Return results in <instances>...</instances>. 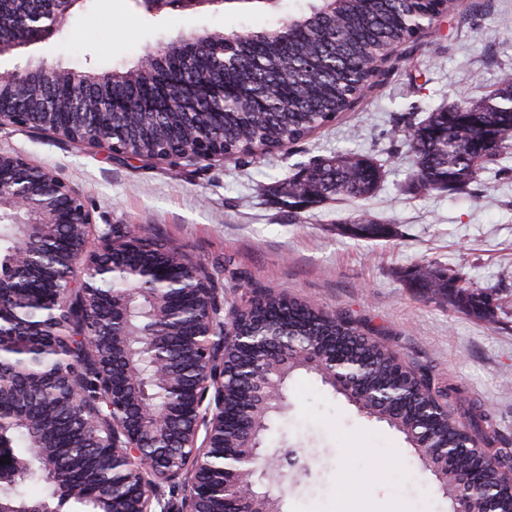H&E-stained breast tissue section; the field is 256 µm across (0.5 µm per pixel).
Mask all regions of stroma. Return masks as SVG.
Returning a JSON list of instances; mask_svg holds the SVG:
<instances>
[{
    "instance_id": "stroma-1",
    "label": "stroma",
    "mask_w": 512,
    "mask_h": 512,
    "mask_svg": "<svg viewBox=\"0 0 512 512\" xmlns=\"http://www.w3.org/2000/svg\"><path fill=\"white\" fill-rule=\"evenodd\" d=\"M307 0H280L265 11L205 9L149 16L133 0H91L61 33L0 56V69L47 62L101 71L130 66L158 44L187 33L278 27ZM512 71V0H465L398 49L377 84L351 111L289 151L242 165L202 161L172 171L81 148L47 131L6 125L0 146L24 153L84 195L94 218L91 249L105 229L132 224L169 242L205 273L230 321L255 292H285L374 328L378 341L414 371L457 395L448 410L480 406L499 437L512 442V156L489 163L493 191L421 193L410 187L411 160L399 130L437 107L493 92ZM372 155L384 178L369 199L327 202L294 217L257 182L274 184L298 166L339 150ZM395 225L386 241L355 240L339 226L359 210ZM459 273L464 285L495 289L497 320L487 323L408 288L421 260ZM288 408L271 423L266 446L292 452L297 467L281 494V512H449L434 477L403 436L360 414L311 374L290 379ZM352 494L342 498L340 483Z\"/></svg>"
}]
</instances>
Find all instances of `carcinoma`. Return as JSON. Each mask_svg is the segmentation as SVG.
<instances>
[{
	"label": "carcinoma",
	"instance_id": "cac0c4a2",
	"mask_svg": "<svg viewBox=\"0 0 512 512\" xmlns=\"http://www.w3.org/2000/svg\"><path fill=\"white\" fill-rule=\"evenodd\" d=\"M459 0H314L308 12L284 28L259 31L244 37L224 60L215 56L206 37L196 39L193 69L186 81L214 73L224 81V98L187 101L180 110H160L153 104L169 94L168 86L148 79L141 63L115 71L112 109L94 99L80 102L70 96L66 78L55 92L45 95L29 89L18 93L21 105L33 121L49 120L43 129L62 127L82 108L89 124L104 123L130 140L136 157L151 159L182 150L190 144L193 131L211 128L224 141V156L243 165L310 137L352 109L365 90L374 86L370 73L383 71L397 48L414 39L413 24L418 12L433 10L450 16L459 11ZM477 114L485 125L512 128V73L501 78L488 96L463 98L453 109H438L426 120L411 123L405 130L408 151L414 158L413 182L427 191L464 190L480 180L485 163L512 152V141L487 147L463 136L435 138L431 131L448 129L454 111ZM383 172L374 159L351 151L337 152L303 166L274 186L261 185L262 195L288 199V208L306 210L328 199L361 198L373 195ZM364 240H384L397 234L391 224L367 215L354 220ZM22 224H0V263L17 257L23 235ZM81 229L67 226L53 237L31 242L44 260L53 265L67 251ZM408 286L442 306H450L480 320L493 321L495 308L483 300L485 290L460 284L457 275L429 261L415 266ZM56 291L52 288H15L0 307V377L9 390L0 395V437L10 444L22 462L14 477L0 480V509L4 512H97L101 495L112 485H123L122 494L132 492L125 477L112 474V466L99 448L108 438L104 428H93L75 417L67 405V391L56 375L61 362L55 345L59 337L40 329ZM66 325L78 333L87 324L80 289L67 297ZM155 310L151 293H137L129 302L126 334L131 348L148 369L154 383L139 392L145 402L166 392L165 383L187 381L194 375L183 330L172 323L165 355L166 378L155 379L149 341L141 328ZM242 330L265 337L259 348L236 346L232 364L238 375L225 379L224 447L211 448L209 468L200 482L224 478V449L235 446L241 425L265 439L272 416L283 408L271 407L258 415L251 388L243 375L257 361L274 365L280 349L294 344L311 347L317 364L290 361L270 379L287 385L290 378L313 373L357 409L395 429L421 460L429 459L445 469L441 484L450 508L456 509L459 479L468 475L475 490L464 504L467 512H512V448L497 450L496 462L482 449L472 448L471 429L433 405L431 378L407 369L392 351L366 337L360 324L345 313L330 314L316 305L284 294L266 292L249 300ZM67 367L82 383L88 403L108 411L98 390L95 374L97 356L104 345L87 347L72 339ZM361 368L354 387L335 382L333 364ZM189 394L169 403L170 422L178 427L189 417Z\"/></svg>",
	"mask_w": 512,
	"mask_h": 512
}]
</instances>
